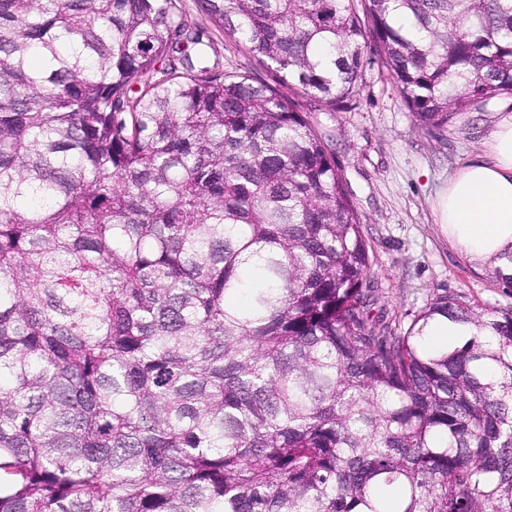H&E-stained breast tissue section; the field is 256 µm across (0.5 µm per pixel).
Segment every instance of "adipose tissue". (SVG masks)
<instances>
[{
    "instance_id": "1",
    "label": "adipose tissue",
    "mask_w": 512,
    "mask_h": 512,
    "mask_svg": "<svg viewBox=\"0 0 512 512\" xmlns=\"http://www.w3.org/2000/svg\"><path fill=\"white\" fill-rule=\"evenodd\" d=\"M434 210L449 241L470 261L512 274V103L490 117L480 154L436 194Z\"/></svg>"
}]
</instances>
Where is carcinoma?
Returning <instances> with one entry per match:
<instances>
[{"label": "carcinoma", "mask_w": 512, "mask_h": 512, "mask_svg": "<svg viewBox=\"0 0 512 512\" xmlns=\"http://www.w3.org/2000/svg\"><path fill=\"white\" fill-rule=\"evenodd\" d=\"M179 2L0 0V512H512V311L372 316L322 138ZM200 4L332 110L370 41L425 129L512 96V0ZM424 336H427L428 345L444 348L463 344L472 335L467 326L448 319H441L433 322L427 328Z\"/></svg>", "instance_id": "carcinoma-1"}]
</instances>
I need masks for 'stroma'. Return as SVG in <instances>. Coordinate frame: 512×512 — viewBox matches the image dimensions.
Wrapping results in <instances>:
<instances>
[{
    "label": "stroma",
    "instance_id": "obj_1",
    "mask_svg": "<svg viewBox=\"0 0 512 512\" xmlns=\"http://www.w3.org/2000/svg\"><path fill=\"white\" fill-rule=\"evenodd\" d=\"M180 8L207 30L224 69L280 87L272 69L202 13L199 0H180ZM365 56L366 87L352 106L318 109L299 90L288 95L322 135L353 202L371 258L376 313L404 330L446 294L478 310H512V288L495 265L460 254L432 210L439 188L480 149L487 113L464 112L446 127L422 129L375 50L366 48Z\"/></svg>",
    "mask_w": 512,
    "mask_h": 512
}]
</instances>
